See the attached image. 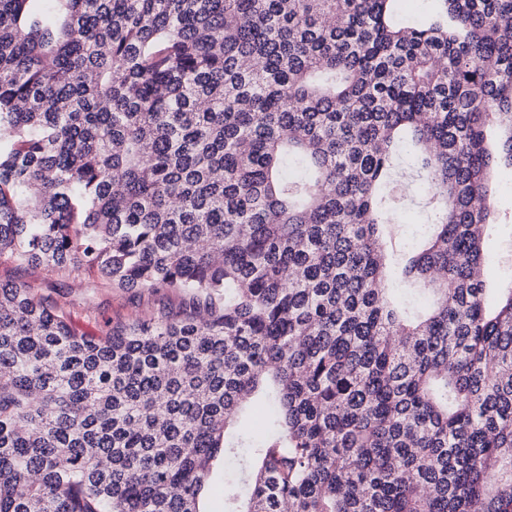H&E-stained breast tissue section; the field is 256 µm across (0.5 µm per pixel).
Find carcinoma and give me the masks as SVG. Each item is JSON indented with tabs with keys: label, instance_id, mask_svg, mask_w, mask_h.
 Listing matches in <instances>:
<instances>
[{
	"label": "carcinoma",
	"instance_id": "1",
	"mask_svg": "<svg viewBox=\"0 0 512 512\" xmlns=\"http://www.w3.org/2000/svg\"><path fill=\"white\" fill-rule=\"evenodd\" d=\"M397 2L0 0V256L189 297L0 282V512H512V0ZM0 281L24 284L39 295H50L70 312L79 329L97 335L131 318L178 310L184 303V296L174 290L127 291L112 288L101 279L84 276L73 281L42 268H19L3 256Z\"/></svg>",
	"mask_w": 512,
	"mask_h": 512
}]
</instances>
